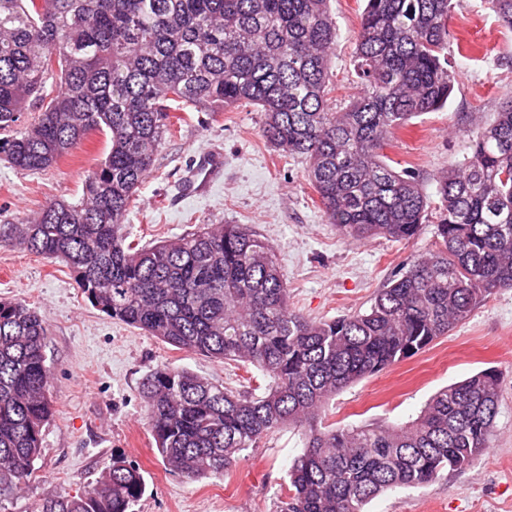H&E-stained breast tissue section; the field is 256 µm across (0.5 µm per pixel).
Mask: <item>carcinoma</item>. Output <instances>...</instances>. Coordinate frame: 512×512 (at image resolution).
Listing matches in <instances>:
<instances>
[{"label": "carcinoma", "instance_id": "carcinoma-1", "mask_svg": "<svg viewBox=\"0 0 512 512\" xmlns=\"http://www.w3.org/2000/svg\"><path fill=\"white\" fill-rule=\"evenodd\" d=\"M364 2L360 88L335 111L329 0H0V161L36 173L88 134L110 135L82 197L0 224V247L64 263L90 304L116 321L179 350L258 368L270 380L259 396L157 365L140 397L158 453L189 481L224 474L286 425L305 428L279 512H364L388 489L467 467L494 436L493 368L440 389L408 424L315 426L338 392L425 351L512 288V99L472 126L470 155L440 174L432 200L383 150L411 119L448 105L456 3ZM486 4L512 29V0ZM243 104L265 114L271 145L308 160L325 220L344 241H409L434 224V248L392 276L365 311L322 320L292 310L273 247L243 224L127 241L125 217L171 112ZM48 335L37 310L0 299V494L31 477L55 414ZM145 491L139 466L114 455L95 483L51 493L36 512H135Z\"/></svg>", "mask_w": 512, "mask_h": 512}]
</instances>
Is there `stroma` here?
Listing matches in <instances>:
<instances>
[{"mask_svg":"<svg viewBox=\"0 0 512 512\" xmlns=\"http://www.w3.org/2000/svg\"><path fill=\"white\" fill-rule=\"evenodd\" d=\"M363 7V0H330L337 39L329 97L337 110L358 91L355 43ZM449 27L459 43L448 48L456 81L447 107L415 118L385 150L415 171L430 194L440 173L468 154L469 116L491 121L512 97V30L484 0H458ZM263 121L250 105L182 113L130 205L126 236L147 244L206 224H245L273 246L293 310L323 320L365 310L395 272L431 247L433 225L409 241L341 240L306 179V160L268 143ZM108 149V135L96 131L47 171L25 174L1 163L0 224L80 197L85 177ZM209 150L223 151L224 171L204 192H189L187 178ZM0 298L26 303L45 319L56 408L33 475L0 496V512H35L47 494L82 490L116 454L146 478L137 512H277L288 493V470L304 449V429L283 427L244 451L224 475L189 481L163 463L140 400L143 376L161 364L260 394L267 380L258 369L175 349L112 320L91 306L65 264L24 249L0 248ZM490 367L500 373V398L489 448L464 470L386 491L367 512H512V288L493 293L430 349L337 393L319 423L403 425L438 390Z\"/></svg>","mask_w":512,"mask_h":512,"instance_id":"1","label":"stroma"}]
</instances>
